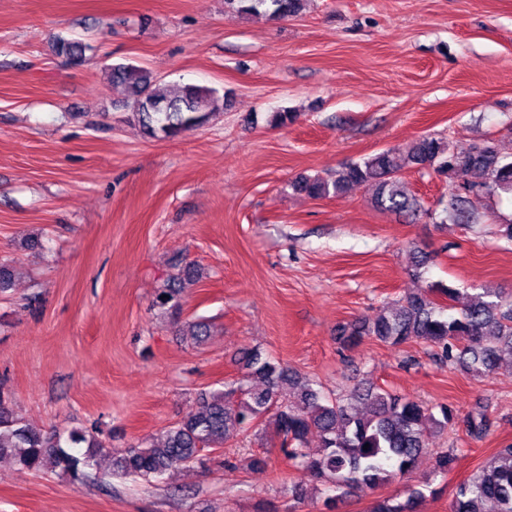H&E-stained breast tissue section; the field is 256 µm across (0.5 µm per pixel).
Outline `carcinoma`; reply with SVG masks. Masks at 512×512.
<instances>
[{"mask_svg": "<svg viewBox=\"0 0 512 512\" xmlns=\"http://www.w3.org/2000/svg\"><path fill=\"white\" fill-rule=\"evenodd\" d=\"M240 13L267 7L270 16L284 18L299 12L302 0H226ZM86 47L61 40L57 55L80 61ZM111 82L126 92L124 104L152 137L175 138L203 125L217 112L221 99L212 89L183 85L167 93L154 88L147 69L132 64L112 67ZM409 169L430 170L458 180L456 191L443 208V221L474 227L483 223L481 202L502 193L512 194V160L494 142L483 140L456 148L435 137L416 140L408 149H384L359 163L345 164L327 176H301L295 188L313 198L345 192L354 185L374 187L376 207L394 213L416 215L420 200L407 192L402 180ZM472 172L483 181L472 183ZM191 274L175 273L167 287L154 297L152 306L179 312L185 281ZM455 288L439 283L406 295L374 320H355L340 330L346 346L375 338L393 346L409 341L437 348L443 363L467 374L478 375L501 367L512 369V297L483 288L454 310L445 300ZM242 378L226 391L201 392L197 409L164 432L158 440L118 448L112 452V475L149 478L173 466H191L204 453L224 449V443L249 431L266 415L274 419L280 452L296 468L307 470L314 489L323 495L325 512H339L352 492L374 490L413 471L428 448L429 438L454 423L448 405L433 408L383 388L356 386L345 398H334L314 383L281 366L255 349L239 357ZM297 392L299 402L286 404V389ZM487 415L480 410L467 418L468 435L476 440L488 431ZM318 432L320 443L311 446L309 435ZM86 445L82 454L75 452ZM105 445L82 429L62 434L28 427L0 396V456L10 455L20 465L37 472L59 470L71 480L93 478L91 469ZM423 491L408 486L405 499L383 498L368 512H420ZM512 512V446L501 448L469 479L458 484L451 512Z\"/></svg>", "mask_w": 512, "mask_h": 512, "instance_id": "carcinoma-1", "label": "carcinoma"}]
</instances>
